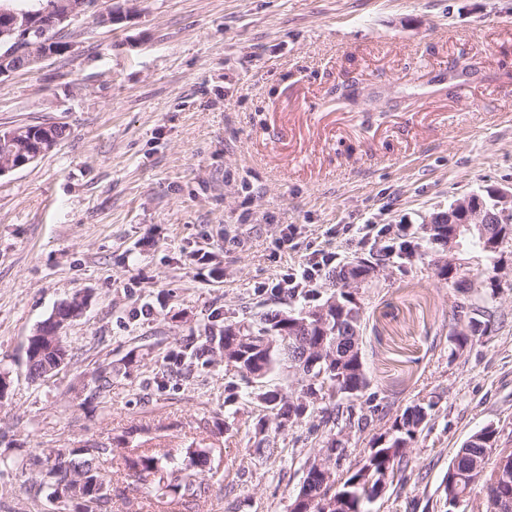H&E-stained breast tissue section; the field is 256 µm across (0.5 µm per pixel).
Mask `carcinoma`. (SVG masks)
<instances>
[{"instance_id":"1","label":"carcinoma","mask_w":512,"mask_h":512,"mask_svg":"<svg viewBox=\"0 0 512 512\" xmlns=\"http://www.w3.org/2000/svg\"><path fill=\"white\" fill-rule=\"evenodd\" d=\"M51 136L59 142L64 138V129L57 125H20L14 127V136L10 139L0 136V162L11 154L28 153L36 149V145L45 136ZM512 231L511 224L487 225V237L479 234H468L460 237V246L476 244L486 253L490 262H495V251L488 249L503 229ZM323 306L332 311L331 323L341 311L355 308L354 294L350 291L341 292L327 299ZM285 314L277 312L267 314L257 322L229 323L216 327H204L205 341L189 349L186 354L187 366L191 367L200 361L207 365L215 356L224 358L226 365L235 368L243 377L254 383L263 384L265 379L282 367H292L293 353L290 350L292 339L289 336H269L267 332L284 322ZM361 316H356L352 330H344L327 337L312 330L305 343L313 347L324 344L325 359L318 368L324 369V378L329 381L331 393L323 394L320 383L313 384L303 378L298 380V394H288L280 390H267L259 394L266 405L267 414L262 425H271L273 433L278 435L286 428L298 423L300 419L314 413L320 414V426L326 433L323 446H328L334 431L350 428L362 432L369 425L368 415L358 413L356 401L368 389L369 379L362 360L359 346ZM487 328L481 327V320L470 316L466 327L454 336L455 343L463 347L476 336H483ZM328 403H323V400ZM436 402L415 404L407 407L402 414L395 417L386 435L385 444H380L382 437L374 442L378 447L371 455L370 477L371 487H376L379 476L386 469L398 474V483L407 484L413 475V469L407 455V449L427 424ZM496 441V429L488 426L474 433L457 449L448 465L447 477L443 481L445 501L454 503L456 495L470 494L474 490L475 481L471 468L476 459ZM52 452L60 460L17 458L0 456V473L30 470L39 468L38 478L32 481L27 492L33 498L42 494L58 498L64 490L75 486L80 480L83 485L82 502L76 505L77 512H99L101 503L107 499V491L112 482V471L101 468V462L112 460V449L99 446H83L81 448H54ZM208 459L205 454L198 453L193 457L183 456L179 459L158 448H145L134 457L123 458L121 466L127 476L146 490L157 488L161 491L163 503L175 504L179 512H195L199 502L209 493V484L203 477L204 467ZM362 474L350 471L349 467L334 460L332 464V480L322 483L313 479L303 484L299 493L303 497H295L290 512H322L315 505V498L322 500L327 497L341 496L340 512H365V503L373 500L365 484L361 483Z\"/></svg>"}]
</instances>
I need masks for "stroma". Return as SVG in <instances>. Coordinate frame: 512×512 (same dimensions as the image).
I'll use <instances>...</instances> for the list:
<instances>
[{
	"instance_id": "stroma-1",
	"label": "stroma",
	"mask_w": 512,
	"mask_h": 512,
	"mask_svg": "<svg viewBox=\"0 0 512 512\" xmlns=\"http://www.w3.org/2000/svg\"><path fill=\"white\" fill-rule=\"evenodd\" d=\"M123 2L114 23L65 28L70 52L0 78V129L66 128L0 177V454L193 446L209 454L199 512H289L321 446L313 417L269 456L240 374L179 355L205 325L324 303L331 269L382 255L357 299L385 415L346 446L358 457L407 406L436 401L409 449L414 480L366 509L445 512L441 483L470 435L492 426L512 448V237L492 263L466 252L496 295L488 334L462 347L464 297L420 252L428 216L512 187V0ZM347 84L354 99L335 108ZM347 224L390 230L349 246ZM316 250L328 263L290 298L287 275ZM76 298L69 364L31 381L28 337ZM29 481L0 474V512H61ZM107 512L163 510L120 470ZM44 146H46V148H44ZM38 148H39V150H38V152H37V154L35 156L33 155V152H32L29 156H25V155L21 154V155H18V156L10 157V160H9V162L7 164H5L4 166L0 165V177L5 176V175H7V174H9V173H11V172H13L15 170H18L20 168H23V167H26V166L30 165L41 154L46 153V152H51L55 148V145L52 144L51 139H50L49 141L44 142L42 145L41 144L38 145ZM46 154H43L41 157L45 156Z\"/></svg>"
}]
</instances>
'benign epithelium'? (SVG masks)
Listing matches in <instances>:
<instances>
[{
  "mask_svg": "<svg viewBox=\"0 0 512 512\" xmlns=\"http://www.w3.org/2000/svg\"><path fill=\"white\" fill-rule=\"evenodd\" d=\"M96 0H51L37 12L14 10L0 6V77L14 73L20 69L35 67L55 56L61 46L57 43V31L70 24L82 15H91L98 24H109L123 12L121 4H113L103 11L95 10ZM36 160L34 155H18L10 157L7 164L0 165V177L15 170L26 167ZM491 203H486L480 194H469L456 201L452 212L436 213L428 221V232L443 224L454 225V231L448 237L438 241L441 248L431 253V267L446 279L448 275L464 269L468 265L466 258L459 255L457 245L459 236L464 232L476 230L485 233V225L500 224L512 217V190L496 188L490 191ZM69 312L66 319H61L58 312L43 321L36 329L35 335H42L49 342L50 349L57 354L59 369L67 363V352L60 339L63 327L70 321L81 317L85 304L75 300L61 304ZM302 319L291 322L292 331L308 326V320H313V326L321 331H327L330 317L327 309L300 313ZM494 479H503L508 462H512V448H496Z\"/></svg>",
  "mask_w": 512,
  "mask_h": 512,
  "instance_id": "benign-epithelium-1",
  "label": "benign epithelium"
}]
</instances>
